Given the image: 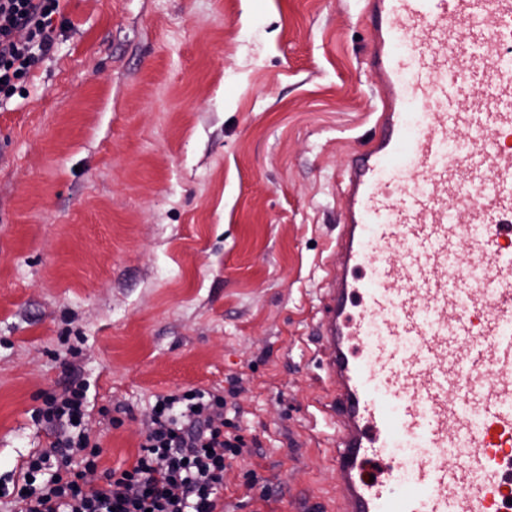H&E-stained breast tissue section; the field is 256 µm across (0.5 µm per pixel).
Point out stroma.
I'll use <instances>...</instances> for the list:
<instances>
[{
	"label": "stroma",
	"mask_w": 512,
	"mask_h": 512,
	"mask_svg": "<svg viewBox=\"0 0 512 512\" xmlns=\"http://www.w3.org/2000/svg\"><path fill=\"white\" fill-rule=\"evenodd\" d=\"M60 9L0 92V485L51 442L33 415L69 364L100 469L135 461L155 395L228 389L224 512H331L311 332L336 178L375 132L358 0Z\"/></svg>",
	"instance_id": "35a3bbf8"
}]
</instances>
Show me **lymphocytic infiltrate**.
Returning a JSON list of instances; mask_svg holds the SVG:
<instances>
[{
	"instance_id": "lymphocytic-infiltrate-1",
	"label": "lymphocytic infiltrate",
	"mask_w": 512,
	"mask_h": 512,
	"mask_svg": "<svg viewBox=\"0 0 512 512\" xmlns=\"http://www.w3.org/2000/svg\"><path fill=\"white\" fill-rule=\"evenodd\" d=\"M59 2L0 0V87L11 88L51 50ZM87 392L73 378L45 395L35 420L55 435L23 461L10 512H224V472L246 446L239 427L224 426L225 395H156L135 462L103 471L101 446L84 427Z\"/></svg>"
}]
</instances>
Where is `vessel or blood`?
Wrapping results in <instances>:
<instances>
[{"instance_id":"obj_1","label":"vessel or blood","mask_w":512,"mask_h":512,"mask_svg":"<svg viewBox=\"0 0 512 512\" xmlns=\"http://www.w3.org/2000/svg\"><path fill=\"white\" fill-rule=\"evenodd\" d=\"M315 324L336 512H512V0H364Z\"/></svg>"}]
</instances>
